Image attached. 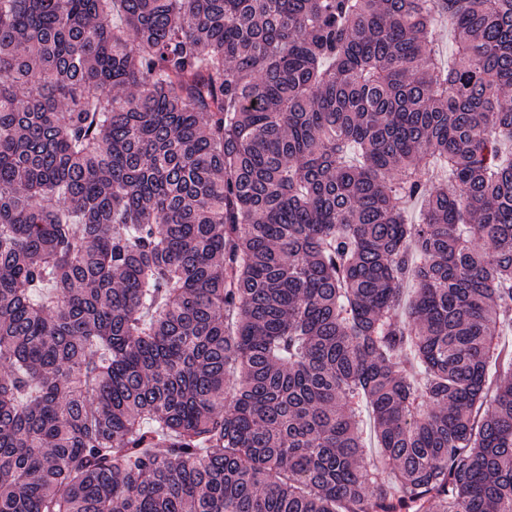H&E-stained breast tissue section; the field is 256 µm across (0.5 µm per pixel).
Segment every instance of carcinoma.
Wrapping results in <instances>:
<instances>
[{"instance_id": "1", "label": "carcinoma", "mask_w": 512, "mask_h": 512, "mask_svg": "<svg viewBox=\"0 0 512 512\" xmlns=\"http://www.w3.org/2000/svg\"><path fill=\"white\" fill-rule=\"evenodd\" d=\"M511 88L512 0H0V512H512Z\"/></svg>"}]
</instances>
